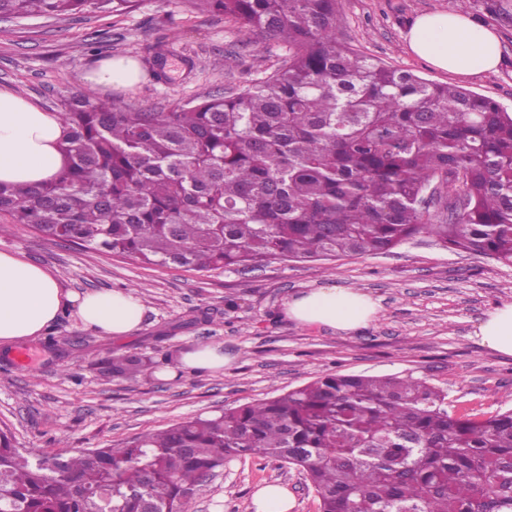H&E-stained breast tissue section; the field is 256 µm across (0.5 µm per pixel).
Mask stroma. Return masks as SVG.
Wrapping results in <instances>:
<instances>
[{
  "mask_svg": "<svg viewBox=\"0 0 512 512\" xmlns=\"http://www.w3.org/2000/svg\"><path fill=\"white\" fill-rule=\"evenodd\" d=\"M432 11L460 12L495 29L498 70L453 77L412 55L407 27ZM336 36L359 53L484 95L512 113V0H338ZM287 52L244 23L196 10L191 0H137L120 16L0 18V89L54 113L61 99L87 90L123 108L160 111L253 84ZM110 56L138 60L139 81L89 89L88 70ZM0 251L47 267L64 289L131 291L145 305L138 329L126 337L84 328L69 307L45 338L0 345V425L32 453L122 448L142 433L276 396L327 372H410L447 390L448 409L457 415L485 418L512 408V357L475 335L490 310L512 302V266L448 251L425 234L380 255L274 260L237 271L145 266L13 224H0ZM332 286L370 294L378 303L374 320L341 332L288 319L287 301ZM198 344L222 346L231 363L216 374L182 370L166 379L150 369L118 378L100 367L110 350L158 360ZM270 483L288 487L293 512H319L296 468L253 458L226 463L198 487L189 512H255L254 491Z\"/></svg>",
  "mask_w": 512,
  "mask_h": 512,
  "instance_id": "1",
  "label": "stroma"
}]
</instances>
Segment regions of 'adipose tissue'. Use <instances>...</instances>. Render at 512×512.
Returning a JSON list of instances; mask_svg holds the SVG:
<instances>
[{"mask_svg":"<svg viewBox=\"0 0 512 512\" xmlns=\"http://www.w3.org/2000/svg\"><path fill=\"white\" fill-rule=\"evenodd\" d=\"M408 50L434 69L453 76H477L497 70L502 57L498 36L484 24L455 12H431L411 24ZM138 62L131 58L100 61L88 74L91 85L109 88L137 81ZM65 129L57 114L12 91L0 89V182L40 185L64 166L59 149ZM74 306L86 328L115 338L133 334L145 307L133 293L96 291L76 295L63 290L44 267L15 254L0 252V342L34 339L66 306ZM377 311L367 294L343 288H320L286 305L288 317L302 324H323L341 331L365 326ZM481 343L512 356V303L488 314L476 331Z\"/></svg>","mask_w":512,"mask_h":512,"instance_id":"obj_1","label":"adipose tissue"}]
</instances>
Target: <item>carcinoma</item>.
Wrapping results in <instances>:
<instances>
[{
	"instance_id": "cac0c4a2",
	"label": "carcinoma",
	"mask_w": 512,
	"mask_h": 512,
	"mask_svg": "<svg viewBox=\"0 0 512 512\" xmlns=\"http://www.w3.org/2000/svg\"><path fill=\"white\" fill-rule=\"evenodd\" d=\"M136 0H0V17ZM337 0H193L288 45L263 81L167 111L61 100L65 167L0 182V219L49 240L196 271L382 254L418 234L512 266V115L373 61L336 37ZM442 183L446 195L427 193ZM117 376L175 363L111 354ZM237 458L305 474L320 512H512V409L448 411L427 380L328 373L142 434L125 448L28 455L0 431L8 512H188Z\"/></svg>"
}]
</instances>
